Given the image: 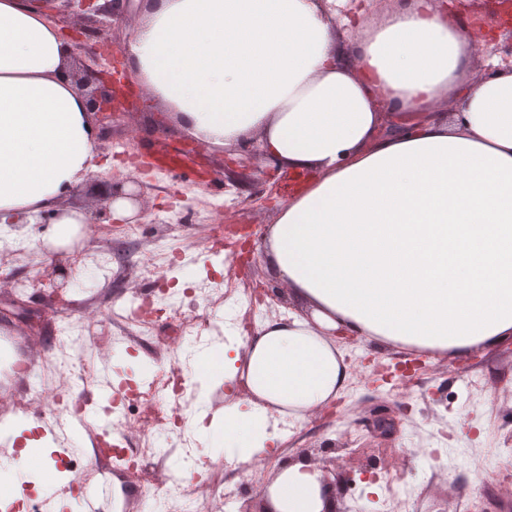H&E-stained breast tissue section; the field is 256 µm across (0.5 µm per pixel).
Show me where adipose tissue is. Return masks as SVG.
I'll use <instances>...</instances> for the list:
<instances>
[{
    "label": "adipose tissue",
    "instance_id": "1",
    "mask_svg": "<svg viewBox=\"0 0 512 512\" xmlns=\"http://www.w3.org/2000/svg\"><path fill=\"white\" fill-rule=\"evenodd\" d=\"M335 4L151 0L126 45L152 104L190 135L255 138L280 167L314 175L266 243L304 313L265 321L195 370L201 387L248 390L217 411L198 398L188 418L214 460L250 462L275 440L271 413L304 422L340 395L336 329L456 353L512 336V70L443 0H395L378 17L367 0L349 17ZM75 58L32 0H0V224L57 209L44 237L56 249L87 221L59 201L98 169ZM266 498L271 512L335 507L304 461Z\"/></svg>",
    "mask_w": 512,
    "mask_h": 512
}]
</instances>
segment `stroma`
Instances as JSON below:
<instances>
[{"mask_svg":"<svg viewBox=\"0 0 512 512\" xmlns=\"http://www.w3.org/2000/svg\"><path fill=\"white\" fill-rule=\"evenodd\" d=\"M137 19V9L129 7L119 25L102 27L82 20L87 48L77 54V61L88 64L94 55L123 48ZM191 140L166 113L146 105L102 138L96 178L102 181L114 174L122 177L123 189L139 192L142 230L137 239H124L122 223L106 211L98 217V233L71 248L51 251L34 242L0 257L4 294L11 281H30L38 268L54 261L68 276L63 291L66 313L45 303L33 289L21 294L26 307L44 317L39 342L31 341L26 321L15 309L0 314V334L17 355L41 361L67 321L85 326L90 335L103 331L124 335V327L110 317L113 309L138 294L156 296L163 288L169 289L172 299L181 300L183 289L215 274L233 273L242 288L262 285L273 314L300 311L287 288L269 274L265 256V235L278 208L269 196L276 191L285 200L297 190L296 185L286 184L284 169L260 155L245 170L225 173L226 159L242 154L235 144L216 148L199 143L198 154L187 166L167 170L140 171L123 163L120 155L121 147L130 146L146 161L156 156L172 159ZM228 206L236 213V223L250 225L254 232L252 264L237 265L232 271L225 253L211 248L210 219ZM160 238L171 242L182 259L152 276L142 270L141 260ZM78 253L82 263L72 264ZM209 311L222 333L205 335L186 347L181 353L186 366L194 365L198 353L218 349L222 338L238 333L242 311L234 299L213 300ZM174 329L172 320L161 318L149 337L129 339L128 351L111 359L116 382H139L148 360L166 367L171 359L167 338ZM336 345L352 374L332 422L314 417L294 425L272 448L271 467L252 475L225 468L224 487L246 499L257 495L283 467L300 460L318 466L334 460L347 464L353 478L352 486L337 497L340 512H350L354 505L359 512H384L393 493L408 496L410 512H512V479L494 477L512 456V354L506 342L465 354H442L368 336L340 339ZM382 416L391 419L393 432L375 431L373 424ZM75 450L83 463L94 462L90 440H82ZM392 454L401 458L403 469L386 490H378V475ZM97 465L111 482L113 497L125 501L129 512H137L142 487L125 483L124 468L116 462Z\"/></svg>","mask_w":512,"mask_h":512,"instance_id":"stroma-1","label":"stroma"}]
</instances>
